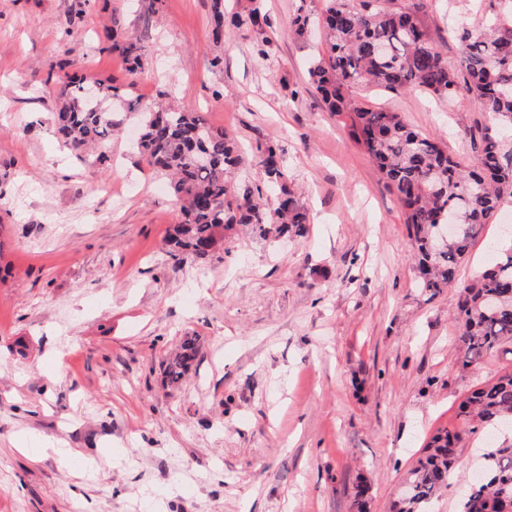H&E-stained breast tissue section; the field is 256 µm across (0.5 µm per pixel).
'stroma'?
Segmentation results:
<instances>
[{
    "mask_svg": "<svg viewBox=\"0 0 512 512\" xmlns=\"http://www.w3.org/2000/svg\"><path fill=\"white\" fill-rule=\"evenodd\" d=\"M418 7L457 67L451 37L474 0ZM323 0H264L272 57L253 37H212V0H0V512H392L403 478L460 402L512 371V349L461 365L458 287L507 248L512 201L486 225L454 286L417 288L408 229L385 181L307 78L321 50L294 13ZM122 17L145 36L137 75L96 31ZM222 56L223 69L211 68ZM135 83L149 103L234 135L262 182L257 147L279 145L310 222L304 235L228 234L200 262L174 261L179 212L164 176L126 135L106 160L55 134L49 72ZM369 104L475 163L465 130L487 114L465 98L362 92ZM199 355L178 387L162 363L184 337ZM41 442L39 455L23 438ZM483 435L466 438L434 512H457ZM62 448L73 449L70 459Z\"/></svg>",
    "mask_w": 512,
    "mask_h": 512,
    "instance_id": "stroma-1",
    "label": "stroma"
}]
</instances>
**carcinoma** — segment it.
<instances>
[{"label":"carcinoma","mask_w":512,"mask_h":512,"mask_svg":"<svg viewBox=\"0 0 512 512\" xmlns=\"http://www.w3.org/2000/svg\"><path fill=\"white\" fill-rule=\"evenodd\" d=\"M481 21L459 28V67L450 68L432 44L418 12L397 0H324L319 18L325 54L314 59L308 78L328 111L349 120L351 138L376 163L401 209L411 241L420 285L431 295L452 283L472 242L491 223L502 202L512 199V0H479ZM314 19L289 18L302 39ZM256 38L258 55L270 57V21L261 0L226 17L223 0H213L212 35L225 25ZM103 43L125 62L132 76L141 68L144 38L127 37L118 18L103 27ZM354 86L379 91L416 90L439 99L466 96L492 116L480 129L478 164L470 169L448 155L437 140L410 128L400 113L371 108L350 92ZM60 103L56 129L74 150L106 149L120 119L106 104L141 116L138 149L154 170L170 179L179 222L168 233L169 255L177 262L189 252L205 261L224 248V231L235 224L260 237L272 232L302 234L309 223L304 207L288 186L278 145L257 146L266 184L278 190L269 199L237 171L242 164L234 136L197 113L145 105L108 80L66 77L57 83ZM454 212L458 232L445 246L437 226ZM457 341L461 364L471 366L512 344V247L493 258L459 290ZM196 339L162 363L165 381L179 384L196 359ZM461 428L438 431L407 471L404 490L392 512H431L457 461L464 437L478 427H512V372L475 389L459 405ZM478 480L464 493L459 512H501L512 498V444L487 443Z\"/></svg>","instance_id":"carcinoma-1"}]
</instances>
